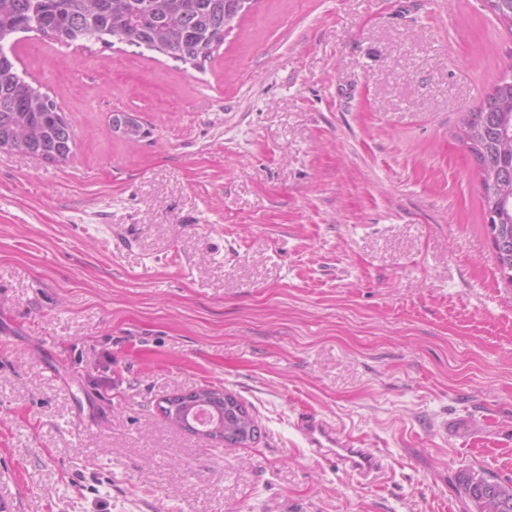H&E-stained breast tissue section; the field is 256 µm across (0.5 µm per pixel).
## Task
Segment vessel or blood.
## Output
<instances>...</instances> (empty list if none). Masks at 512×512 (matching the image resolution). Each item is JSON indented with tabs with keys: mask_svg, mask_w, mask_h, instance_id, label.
Here are the masks:
<instances>
[{
	"mask_svg": "<svg viewBox=\"0 0 512 512\" xmlns=\"http://www.w3.org/2000/svg\"><path fill=\"white\" fill-rule=\"evenodd\" d=\"M296 429L309 448L327 462L336 464L344 471L365 480H375L381 470V462L368 449L354 447L326 421L316 415L302 416Z\"/></svg>",
	"mask_w": 512,
	"mask_h": 512,
	"instance_id": "vessel-or-blood-1",
	"label": "vessel or blood"
}]
</instances>
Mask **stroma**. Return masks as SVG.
<instances>
[{"instance_id":"35a3bbf8","label":"stroma","mask_w":512,"mask_h":512,"mask_svg":"<svg viewBox=\"0 0 512 512\" xmlns=\"http://www.w3.org/2000/svg\"><path fill=\"white\" fill-rule=\"evenodd\" d=\"M18 39L77 145L0 150V508L473 512L462 471L512 479V286L460 140L512 73L484 0H256L201 70ZM202 387L256 443L169 424ZM309 412L382 479L316 457ZM189 392L166 397L160 402V408L173 426L193 432L195 426L188 414L200 408L209 412L212 418L209 428L222 433L224 439L219 441L225 446L236 447L248 440L250 444L257 439L259 429L255 418L235 396L234 402L226 403L224 391L216 388L204 387ZM164 400L167 406L161 404Z\"/></svg>"}]
</instances>
